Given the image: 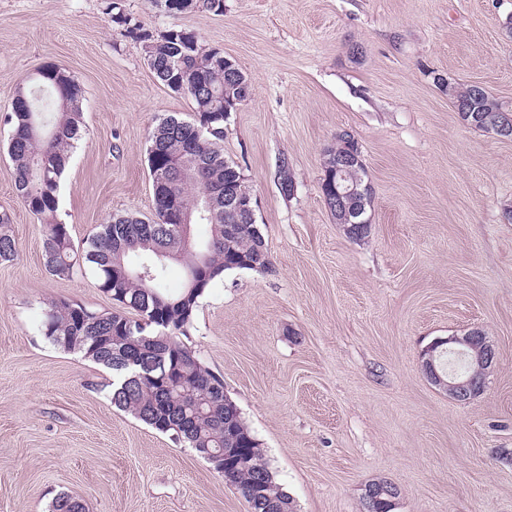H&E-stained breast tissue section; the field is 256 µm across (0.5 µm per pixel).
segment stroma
Wrapping results in <instances>:
<instances>
[{
    "instance_id": "stroma-1",
    "label": "stroma",
    "mask_w": 512,
    "mask_h": 512,
    "mask_svg": "<svg viewBox=\"0 0 512 512\" xmlns=\"http://www.w3.org/2000/svg\"><path fill=\"white\" fill-rule=\"evenodd\" d=\"M106 0H0V118L42 66L82 89L83 136L57 218L84 246L115 214L151 215L148 135L194 104L163 85ZM145 28L178 26L246 74L224 156L255 201L272 266L208 288L186 340L257 439L296 512H512V140L465 126L434 78L512 102V0H224L179 16L124 0ZM358 140L373 191L368 238H348L319 182L336 135ZM0 121V512H249L190 448L112 406V374L40 331L52 302L115 310L92 274L53 276L43 226L14 188ZM287 156L296 191L277 186ZM480 328L497 363L460 402L426 377L434 338ZM382 485L374 488L373 490H370L371 492V498L373 500L378 499L377 494H381L384 492V489L381 488ZM392 487V486H391ZM394 493L393 496L390 497L387 494H381L379 496V499L374 501L373 503H370L367 499L366 492L363 497V506L365 508L366 512H393L396 505V500L399 497V490H397L395 487H392Z\"/></svg>"
}]
</instances>
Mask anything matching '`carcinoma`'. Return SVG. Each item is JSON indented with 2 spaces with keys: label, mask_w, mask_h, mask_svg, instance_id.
Segmentation results:
<instances>
[{
  "label": "carcinoma",
  "mask_w": 512,
  "mask_h": 512,
  "mask_svg": "<svg viewBox=\"0 0 512 512\" xmlns=\"http://www.w3.org/2000/svg\"><path fill=\"white\" fill-rule=\"evenodd\" d=\"M166 14L176 16L195 9L224 12V0H156ZM106 14L124 34L149 44V68L172 92L187 96L195 105L190 121L167 115L149 136L147 162L152 179L154 210L149 217L126 214L101 225L83 249L75 247L66 224L57 221L59 183L84 127L81 89L62 68L46 65L41 77L26 78L17 87L5 123L11 127L8 154L14 168V187L26 208L41 219L48 270L70 278L87 269L101 291L121 307L135 312L94 311L66 300L54 304L41 325L44 336L67 352L112 372V404L151 428L169 433L198 456L206 450L244 448L225 483L246 496L249 512H292L290 496L276 482L259 443L241 413L226 410L225 398L210 387L215 375L205 367L182 338L189 335L200 298L209 285L235 269H266L270 258L265 240L253 233L250 217L224 209V201L211 212H196L199 194L236 183L249 192L241 170L224 159V97L247 99L248 79L237 81L224 71V53L206 49L195 33L172 27L154 35L125 5L107 0ZM455 110L467 105L473 112L512 114V102L501 101L483 86L441 82ZM191 157L197 165L193 184H175L169 178L177 159ZM175 197L193 211L191 223L210 226V236L192 249L180 225L166 213ZM10 219L0 215V258L15 252L9 234ZM181 257L186 264L184 288L172 294L162 286L166 263L158 253ZM205 267L196 272L198 261ZM149 269L143 280L136 271ZM198 273L197 285L191 275ZM399 490L369 502L365 512H393ZM52 512H84L83 503L67 494L52 502Z\"/></svg>",
  "instance_id": "obj_1"
}]
</instances>
